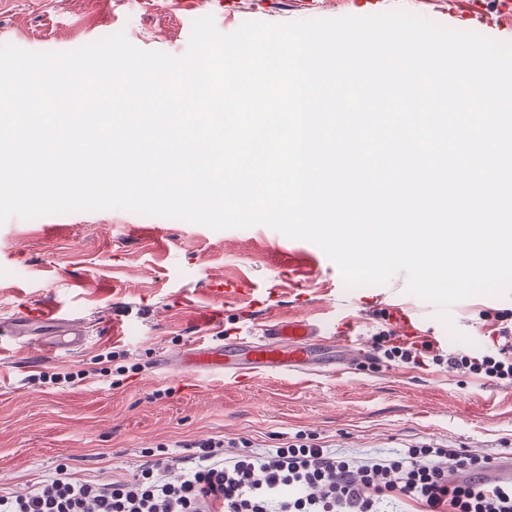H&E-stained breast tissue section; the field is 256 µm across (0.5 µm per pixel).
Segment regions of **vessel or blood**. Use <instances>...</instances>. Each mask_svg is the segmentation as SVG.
<instances>
[{
  "label": "vessel or blood",
  "instance_id": "vessel-or-blood-1",
  "mask_svg": "<svg viewBox=\"0 0 512 512\" xmlns=\"http://www.w3.org/2000/svg\"><path fill=\"white\" fill-rule=\"evenodd\" d=\"M24 327L61 330L66 345L73 350L88 342L82 326L48 304L26 308L13 325L17 331ZM321 338L316 322L304 318L274 320L264 324L258 336L233 349L211 341L198 343L183 354L179 365L190 377L217 373L238 382L265 371H305L317 361L316 347Z\"/></svg>",
  "mask_w": 512,
  "mask_h": 512
}]
</instances>
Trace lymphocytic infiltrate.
Wrapping results in <instances>:
<instances>
[{"label": "lymphocytic infiltrate", "mask_w": 512, "mask_h": 512, "mask_svg": "<svg viewBox=\"0 0 512 512\" xmlns=\"http://www.w3.org/2000/svg\"><path fill=\"white\" fill-rule=\"evenodd\" d=\"M463 373L512 383V349L449 356ZM224 455V441L189 443L173 459L150 452L139 475L112 483L77 482L67 468L24 496L0 494V512H381L407 500L421 512H512V482L485 484L453 446L411 443L389 452L342 455L325 440L296 434L263 450L241 439ZM181 462V480L166 473ZM466 479L453 481V472Z\"/></svg>", "instance_id": "lymphocytic-infiltrate-1"}]
</instances>
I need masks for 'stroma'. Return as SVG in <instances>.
I'll return each mask as SVG.
<instances>
[{
    "instance_id": "1",
    "label": "stroma",
    "mask_w": 512,
    "mask_h": 512,
    "mask_svg": "<svg viewBox=\"0 0 512 512\" xmlns=\"http://www.w3.org/2000/svg\"><path fill=\"white\" fill-rule=\"evenodd\" d=\"M403 8L426 19L512 42V0H0V44L66 52L117 32L136 47L183 55L195 20L213 16L224 34L243 23L366 16ZM247 284L275 296L251 309L217 295ZM387 284L346 288L316 244L266 225L213 230L121 209L13 217L0 225V491L23 495L68 466L80 481L132 477L144 449L212 436L263 446L297 431L346 452L389 451L407 442L452 443L512 469V384L433 363L396 364L377 348L443 355L498 346L512 294L451 306L467 342L452 341L434 304ZM48 302L81 320L91 336L74 353L49 352L8 336L10 318ZM403 310L408 327L394 320ZM309 316L345 328L373 351L355 369L263 373L243 383L219 375L190 381L170 360L202 340L225 345L258 333L267 315ZM111 353L113 372L97 373ZM85 371L52 385L37 374Z\"/></svg>"
}]
</instances>
